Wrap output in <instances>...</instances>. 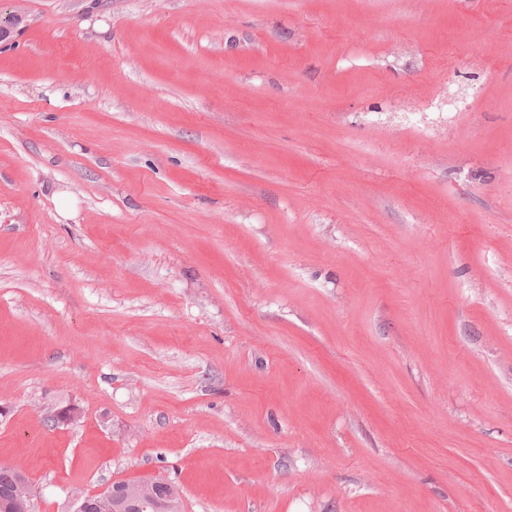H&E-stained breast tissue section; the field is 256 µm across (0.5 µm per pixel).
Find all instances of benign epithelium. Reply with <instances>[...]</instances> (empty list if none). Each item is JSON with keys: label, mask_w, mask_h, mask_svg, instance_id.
Listing matches in <instances>:
<instances>
[{"label": "benign epithelium", "mask_w": 512, "mask_h": 512, "mask_svg": "<svg viewBox=\"0 0 512 512\" xmlns=\"http://www.w3.org/2000/svg\"><path fill=\"white\" fill-rule=\"evenodd\" d=\"M25 21V15L19 9L8 14L0 15V42H8L12 39L19 26ZM1 474L9 476L12 485V509L15 512H29L28 504L32 497V487L25 474L15 466H7L0 469ZM157 483L165 488L164 499L157 501L152 494L146 491V487L135 484H127L123 487L111 484L101 491L88 494L80 488L72 491L73 512H89L94 508L98 512H114L116 502L127 499L132 502L135 512H181L182 494L173 483L159 479Z\"/></svg>", "instance_id": "benign-epithelium-1"}]
</instances>
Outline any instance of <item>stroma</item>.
I'll use <instances>...</instances> for the list:
<instances>
[{"label": "stroma", "instance_id": "35a3bbf8", "mask_svg": "<svg viewBox=\"0 0 512 512\" xmlns=\"http://www.w3.org/2000/svg\"><path fill=\"white\" fill-rule=\"evenodd\" d=\"M21 7L0 461L31 512L158 476L184 512H512V0ZM475 52L470 111H427Z\"/></svg>", "mask_w": 512, "mask_h": 512}]
</instances>
